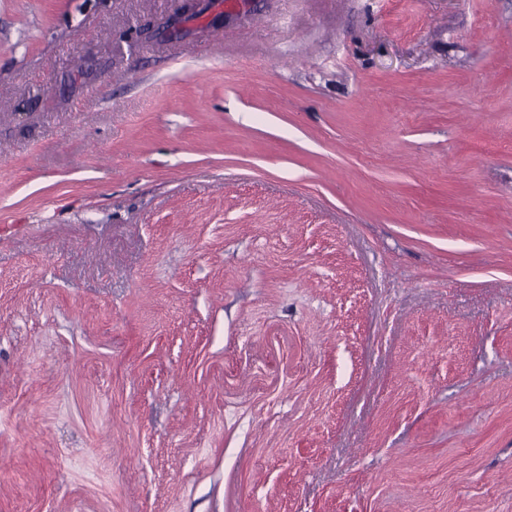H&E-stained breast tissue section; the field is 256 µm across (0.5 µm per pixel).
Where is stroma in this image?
<instances>
[{
    "label": "stroma",
    "instance_id": "1",
    "mask_svg": "<svg viewBox=\"0 0 512 512\" xmlns=\"http://www.w3.org/2000/svg\"><path fill=\"white\" fill-rule=\"evenodd\" d=\"M214 2L0 0V512H512V0Z\"/></svg>",
    "mask_w": 512,
    "mask_h": 512
}]
</instances>
